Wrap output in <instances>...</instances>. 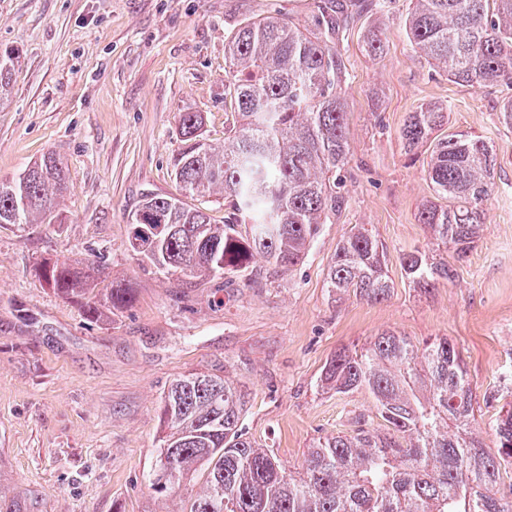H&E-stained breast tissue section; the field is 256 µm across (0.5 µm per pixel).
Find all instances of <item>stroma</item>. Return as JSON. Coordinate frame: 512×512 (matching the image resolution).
I'll return each mask as SVG.
<instances>
[{"instance_id":"35a3bbf8","label":"stroma","mask_w":512,"mask_h":512,"mask_svg":"<svg viewBox=\"0 0 512 512\" xmlns=\"http://www.w3.org/2000/svg\"><path fill=\"white\" fill-rule=\"evenodd\" d=\"M318 0H0V180L47 153L65 166L60 224H0V500L17 512H179L200 486L168 497L149 483L160 451V401L192 372L247 394L246 438L300 471L320 438L371 415L362 391L320 386L326 361L396 329L413 341L445 336L462 353L476 396L512 371V128L500 120L512 84L452 83L408 39L411 0L353 13L336 49L347 79L350 157L344 204L321 225L304 262L265 259L243 275L197 284L144 270L128 219L144 194L180 196L172 158L179 115L199 112L208 142H224V44L251 18L282 13L312 27ZM379 29L382 55L364 36ZM427 103L449 125L491 143L495 188L479 240L453 281L414 288L402 253L430 239L418 224L434 199L427 149L405 154L400 131ZM387 248L389 297L336 295L326 273L352 225ZM97 260L99 280L131 281L132 307L96 321L36 273L43 261Z\"/></svg>"}]
</instances>
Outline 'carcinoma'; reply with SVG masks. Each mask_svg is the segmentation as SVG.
I'll list each match as a JSON object with an SVG mask.
<instances>
[{"label": "carcinoma", "mask_w": 512, "mask_h": 512, "mask_svg": "<svg viewBox=\"0 0 512 512\" xmlns=\"http://www.w3.org/2000/svg\"><path fill=\"white\" fill-rule=\"evenodd\" d=\"M405 25L414 49L448 80L470 87L512 83V0H413ZM329 6H318L313 28L269 16L239 24L224 45V144L207 142L199 112L179 115L181 147L176 179L193 200L147 194L131 215L129 248L152 273L181 281L234 274L260 256L291 272L344 201L341 170L348 162L347 102L333 41ZM367 52L384 51L370 30ZM448 108L425 104L411 113L400 138L408 154L430 144L428 177L437 200L424 203L418 223L432 244L463 257L480 238L494 192L495 158L483 139L448 131ZM66 191L63 162L42 156L18 177L0 180V224H50L52 204ZM224 223L209 215L213 197ZM415 287L449 281L448 258L415 249L400 257ZM387 248L365 224L336 246L327 287L380 301L390 292ZM56 294L101 319L130 307L135 288L114 280L95 294L89 265H40ZM322 387L347 395L368 391L383 429L336 434L308 450L302 471L286 473L268 448H257L239 428L246 393L223 378L194 372L175 380L161 400L163 448L158 469L203 490L181 512H512L501 469L512 462V373L484 395L499 406L496 452L472 430L475 394L464 360L448 337L414 343L383 330L359 353L338 352L325 363Z\"/></svg>", "instance_id": "obj_1"}]
</instances>
